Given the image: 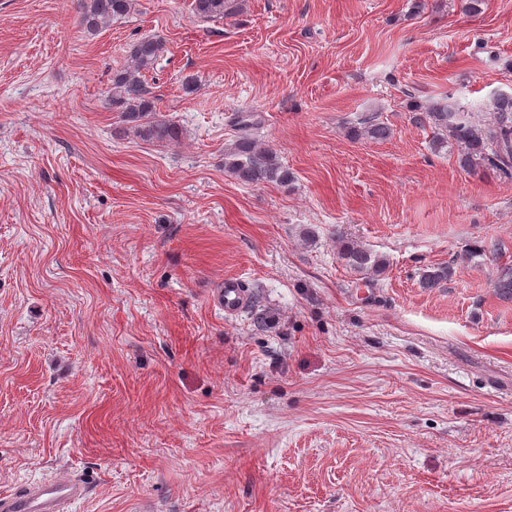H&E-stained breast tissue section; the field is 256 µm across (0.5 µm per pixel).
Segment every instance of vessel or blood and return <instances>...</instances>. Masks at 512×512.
I'll return each instance as SVG.
<instances>
[{
  "mask_svg": "<svg viewBox=\"0 0 512 512\" xmlns=\"http://www.w3.org/2000/svg\"><path fill=\"white\" fill-rule=\"evenodd\" d=\"M218 307L228 313L242 310L248 295L236 279H225L213 295ZM86 488L76 479H47L25 490L0 496V512H67L69 504L85 497Z\"/></svg>",
  "mask_w": 512,
  "mask_h": 512,
  "instance_id": "vessel-or-blood-1",
  "label": "vessel or blood"
}]
</instances>
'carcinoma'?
I'll list each match as a JSON object with an SVG mask.
<instances>
[{"instance_id":"1","label":"carcinoma","mask_w":512,"mask_h":512,"mask_svg":"<svg viewBox=\"0 0 512 512\" xmlns=\"http://www.w3.org/2000/svg\"><path fill=\"white\" fill-rule=\"evenodd\" d=\"M133 0H80V25L90 35L105 28L114 18L127 15ZM233 0H193L192 8L201 19L222 18L231 13ZM163 53V44L156 38H140L130 44L127 64L116 71L112 79L110 104L120 109L123 122L134 124L139 136L157 141H174L179 129L170 123L150 121L155 110L154 97L145 83V73L154 68ZM495 121L485 124L451 103L437 104L425 112L413 115L416 124H428L433 129L432 146L439 149L448 140L458 144V166L470 170L481 160L505 175H512V96L495 99ZM241 133L224 154V169L238 181L258 185L276 183L286 185L292 174L279 160L276 152L262 148L248 133L249 123L238 121ZM390 128L377 116L359 118L351 129L355 138L382 141L389 138ZM339 257L350 270L375 276L383 273L385 261L364 246L338 238ZM453 273L449 264L433 266L421 275L419 285L425 290L438 288ZM496 294L512 300V267H503L494 282Z\"/></svg>"}]
</instances>
